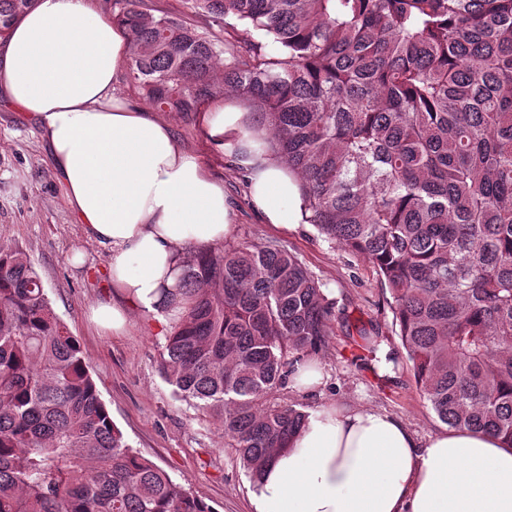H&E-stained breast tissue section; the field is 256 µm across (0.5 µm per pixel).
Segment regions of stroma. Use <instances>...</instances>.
<instances>
[{
	"instance_id": "1",
	"label": "stroma",
	"mask_w": 512,
	"mask_h": 512,
	"mask_svg": "<svg viewBox=\"0 0 512 512\" xmlns=\"http://www.w3.org/2000/svg\"><path fill=\"white\" fill-rule=\"evenodd\" d=\"M180 144L198 155L224 184L235 214L233 243L275 241L295 254L344 308L334 321L327 351L318 360L326 381L314 393L281 390L282 402L312 410L327 402L376 409L402 420L419 441L445 432L416 390L409 371L382 380L371 364H351L349 324L376 329L385 347H398L393 315L375 269L362 258L318 236L308 224L279 229L264 223L247 201L238 173L209 143L197 114L163 112ZM22 246L47 296L81 344L85 361L115 424L137 452L172 480L211 504L216 512H252L253 484L215 422L178 400L158 370L164 338L139 312L129 314L124 335L102 331L89 320L91 308L115 302L105 281L108 251L85 240L69 209L40 130L23 112L0 104V247ZM82 250L87 261L73 267Z\"/></svg>"
}]
</instances>
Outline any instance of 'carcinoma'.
Masks as SVG:
<instances>
[{"label": "carcinoma", "mask_w": 512, "mask_h": 512, "mask_svg": "<svg viewBox=\"0 0 512 512\" xmlns=\"http://www.w3.org/2000/svg\"><path fill=\"white\" fill-rule=\"evenodd\" d=\"M34 2L0 0V37ZM181 2L109 0L126 84L159 112L247 101L305 222L376 269L436 418L512 447V0ZM171 303L159 372L257 484L307 421L274 394L328 347L336 300L271 241L191 252ZM0 512H214L127 443L18 247L0 249Z\"/></svg>", "instance_id": "1"}]
</instances>
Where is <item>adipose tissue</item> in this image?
<instances>
[{
	"instance_id": "ef3b65f1",
	"label": "adipose tissue",
	"mask_w": 512,
	"mask_h": 512,
	"mask_svg": "<svg viewBox=\"0 0 512 512\" xmlns=\"http://www.w3.org/2000/svg\"><path fill=\"white\" fill-rule=\"evenodd\" d=\"M128 32L93 0H36L0 41V94L40 128L83 235L110 254L118 304L93 310L122 334L128 309L163 328L187 252L230 239L224 184L151 109L116 95ZM217 149L238 143L265 223H302L305 200L282 160L255 152L250 113L216 102L199 116ZM253 512H512V448L471 430L426 443L398 418L326 405L277 450L251 494Z\"/></svg>"
}]
</instances>
